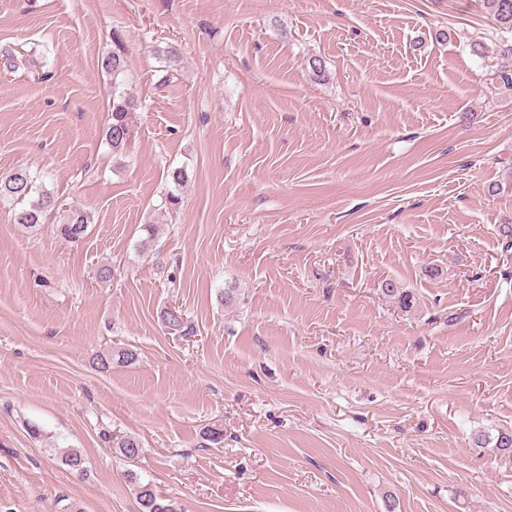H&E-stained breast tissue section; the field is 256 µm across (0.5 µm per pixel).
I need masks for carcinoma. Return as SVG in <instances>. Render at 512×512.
I'll list each match as a JSON object with an SVG mask.
<instances>
[{
    "label": "carcinoma",
    "mask_w": 512,
    "mask_h": 512,
    "mask_svg": "<svg viewBox=\"0 0 512 512\" xmlns=\"http://www.w3.org/2000/svg\"><path fill=\"white\" fill-rule=\"evenodd\" d=\"M482 7L489 19L494 24L505 30L512 31V0H482ZM125 50L119 46L103 61V68L112 73V110L108 124L104 131L106 144L112 150V157L120 158L135 133L136 104L130 97H126L119 91L117 79L126 67ZM15 171L0 173V203L10 202L20 205L14 213V220L31 232H36L44 224L47 216L61 209L62 204L50 191L38 183L39 177L25 167H17ZM187 179L186 171L181 168H173L167 171L166 180L171 184L163 199V206L174 209L179 204V196L176 190L183 186ZM93 224L92 216L77 207L69 209L65 221L56 225L57 234L67 242L78 244L88 235L89 226ZM382 292L388 297L398 301L404 308L412 307V296L399 288L393 281L387 280L382 284ZM162 321L168 329L181 335L193 336L196 333L195 326L184 317L180 309L168 308L162 315ZM138 359L135 350L120 347L97 356V368L109 370L117 365L126 367L134 364ZM105 439L111 443V447L128 460H135L140 456L142 445L139 439L132 435L117 433L115 431L104 432ZM493 444L497 453L508 459H512V429L500 430L494 439L486 435L477 437L476 446L482 448L487 444ZM129 480L135 485L137 499L142 512H176L170 500L157 494L153 484L142 482L133 472L128 474Z\"/></svg>",
    "instance_id": "obj_1"
}]
</instances>
